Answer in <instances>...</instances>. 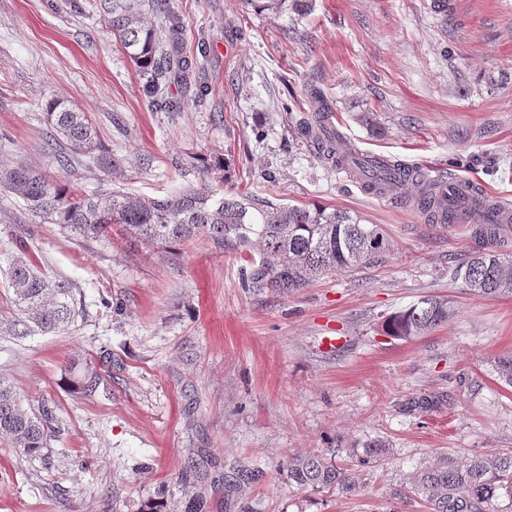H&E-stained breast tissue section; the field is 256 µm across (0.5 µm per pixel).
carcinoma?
I'll use <instances>...</instances> for the list:
<instances>
[{
  "instance_id": "cac0c4a2",
  "label": "carcinoma",
  "mask_w": 512,
  "mask_h": 512,
  "mask_svg": "<svg viewBox=\"0 0 512 512\" xmlns=\"http://www.w3.org/2000/svg\"><path fill=\"white\" fill-rule=\"evenodd\" d=\"M94 2L134 65L153 69L149 93L154 105L168 112L179 111L181 100L166 97L161 88L172 79H182L187 69L178 46L183 28L180 15L159 4L168 43L167 53L159 62L160 23L157 16L142 10L141 0ZM287 5L299 15L311 7L309 0H291L289 4L286 0H265L257 7L276 14ZM313 99L317 107L299 119V127L314 143L318 158L336 168L356 169L364 189L373 193L390 179L423 183L422 172L415 166L365 159L354 149L341 153L344 137L324 126L327 101L318 92L313 93ZM44 119L50 129L47 145L61 150L57 154L60 164L70 166L86 157L101 173L112 171V151L101 142L85 113L53 98L46 104ZM82 180L76 173L72 182L62 185L23 162L0 166V187L22 199L32 217L41 224H56L78 239L100 240L117 229L160 248L200 240L226 252L253 248L259 251L260 259H246L250 288L278 293L304 288L318 276L351 272L376 262L388 250L380 225L363 224L344 211L276 204L243 194L220 195L206 184L155 198L132 197L109 187L87 194ZM16 247L20 255L0 273L4 280L0 299L8 309L7 315H0V336L25 339L74 325L73 283L47 274L28 254L24 239H17ZM454 276L479 297L512 295V257L505 254L479 253L457 266ZM451 315L448 300L423 296L385 317L382 327L388 335L408 340L448 323ZM107 363H112V353L104 350L99 362H89L73 375V387L85 397L95 396L105 381L101 366ZM495 370L502 382L512 386V355L497 358ZM445 403L442 395L424 394L404 399L399 410L423 414ZM53 422L48 406H24L14 387L0 376V439L13 451L31 460L43 457L54 437ZM385 453V445L374 443L357 457V463H377ZM286 472L288 483L303 491L336 489L350 493L358 486L355 469L338 467L314 452L289 458ZM411 492L424 500L430 512H512V449L472 457L446 453L413 475Z\"/></svg>"
}]
</instances>
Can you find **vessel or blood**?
I'll list each match as a JSON object with an SVG mask.
<instances>
[{
    "label": "vessel or blood",
    "mask_w": 512,
    "mask_h": 512,
    "mask_svg": "<svg viewBox=\"0 0 512 512\" xmlns=\"http://www.w3.org/2000/svg\"><path fill=\"white\" fill-rule=\"evenodd\" d=\"M438 210L448 213L452 224H507L512 222V208L496 198L481 194L465 180L453 183L435 177L431 189Z\"/></svg>",
    "instance_id": "vessel-or-blood-1"
}]
</instances>
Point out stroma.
I'll use <instances>...</instances> for the list:
<instances>
[{
  "mask_svg": "<svg viewBox=\"0 0 512 512\" xmlns=\"http://www.w3.org/2000/svg\"><path fill=\"white\" fill-rule=\"evenodd\" d=\"M91 0H0V165L26 161L73 179L45 146L59 98L86 112L117 159L104 184L156 197L198 184L223 155L216 192L344 210L381 225L384 261L280 294L244 284L245 261L207 243L171 250L112 234L77 240L0 189V263L32 255L76 286L68 330L0 338V375L57 429L44 458L0 443V512H428L389 493L440 454L512 448V295L481 298L453 270L484 242L418 211L419 190L365 191L317 160L297 122L311 92L367 154L387 156L512 201V0H315L274 15L247 0H172L182 52L204 93L160 112L149 76L122 51ZM451 302L448 323L410 340L381 329L420 296ZM112 352V389L83 397L72 361ZM453 403L405 415V398ZM379 441L354 492L290 486L289 456L331 453L340 467ZM251 469L242 483L238 472Z\"/></svg>",
  "mask_w": 512,
  "mask_h": 512,
  "instance_id": "35a3bbf8",
  "label": "stroma"
}]
</instances>
